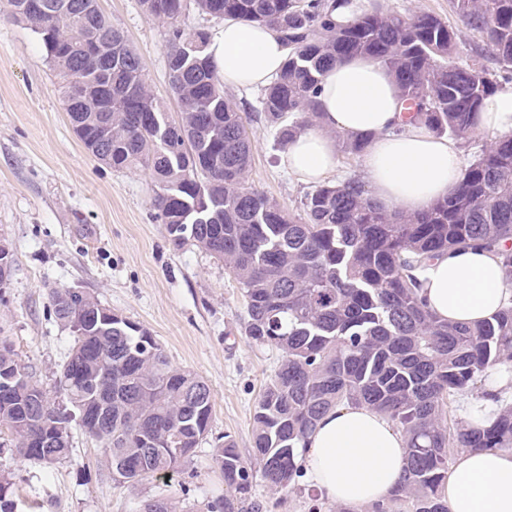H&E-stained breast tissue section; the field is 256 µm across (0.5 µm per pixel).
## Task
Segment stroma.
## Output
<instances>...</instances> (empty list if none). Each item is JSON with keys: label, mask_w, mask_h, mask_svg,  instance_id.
<instances>
[{"label": "stroma", "mask_w": 512, "mask_h": 512, "mask_svg": "<svg viewBox=\"0 0 512 512\" xmlns=\"http://www.w3.org/2000/svg\"><path fill=\"white\" fill-rule=\"evenodd\" d=\"M98 3L177 117L166 28L143 13L139 0ZM226 94L250 115L253 183L298 210L311 187L282 165L275 130L255 110L258 91ZM153 189L148 172L116 171L88 153L42 46L26 24L7 18L0 0V241L13 256L10 284L0 290V338L54 391L71 338L55 321L49 293L79 288L147 329L174 365L206 381L214 405L210 437L191 460L170 477L134 486L113 480L98 443L77 425L69 456L47 468L0 447V475L11 479L19 512H142L156 498L170 499L177 512H208V503L224 495L212 459L215 439L231 435L244 459L252 457L253 407L280 352L242 334L245 300L222 262L194 247H172L153 215ZM251 501L259 512H336L302 478L281 492L255 482Z\"/></svg>", "instance_id": "stroma-1"}]
</instances>
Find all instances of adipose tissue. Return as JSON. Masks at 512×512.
<instances>
[{
  "instance_id": "obj_1",
  "label": "adipose tissue",
  "mask_w": 512,
  "mask_h": 512,
  "mask_svg": "<svg viewBox=\"0 0 512 512\" xmlns=\"http://www.w3.org/2000/svg\"><path fill=\"white\" fill-rule=\"evenodd\" d=\"M225 86L260 88L279 73L286 57L280 39L259 23L225 21L206 47ZM318 95L320 127L300 132L283 161L299 180L319 183L336 167L333 131L371 135L364 157L371 197L388 209L417 213L446 197L462 174L455 140L406 123L392 76L380 64L354 57L324 74ZM478 130L512 134V84L485 98ZM428 308L440 319L479 323L501 311L505 288L497 259L487 253L453 251L422 273ZM404 434L383 413L344 406L322 416L302 461L305 479L321 499L363 512L387 499L406 464ZM448 512H512V450L465 448L440 489Z\"/></svg>"
}]
</instances>
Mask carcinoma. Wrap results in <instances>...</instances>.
<instances>
[{"label": "carcinoma", "instance_id": "carcinoma-1", "mask_svg": "<svg viewBox=\"0 0 512 512\" xmlns=\"http://www.w3.org/2000/svg\"><path fill=\"white\" fill-rule=\"evenodd\" d=\"M46 10L35 8L36 2ZM167 28L178 119L147 85L123 33L98 0H8L60 78L70 125L97 142L93 157L115 170H145L155 217L174 249L195 246L224 262L246 302L244 336L274 346L281 360L252 414L254 463L230 436L214 449L224 499L211 512H241L254 481L283 491L302 472L309 433L326 412L365 404L407 436L406 468L390 497L371 512H448L439 494L457 448H512V407L486 427L452 421L456 397L490 384V369L512 361V299L478 325L445 321L421 293L419 272L458 248L494 254L512 288V135L492 141L465 167L448 198L426 211L381 208L355 178L305 195L295 214L250 181L253 144L246 117L224 95L205 54L209 33L186 31L188 7L213 18L271 27L287 50L279 75L261 89L258 111L281 148L318 118L327 69L367 57L393 76L406 109L436 136L477 133L476 112L512 82V0H451L462 24L499 64L492 74L456 60L458 31L436 15L394 13L377 0L340 22L328 0H140ZM96 44L88 53L86 44ZM152 114L151 122L141 120ZM343 151L362 154L365 137L338 133ZM56 322L72 344L52 402L11 343L0 340V435L28 461L49 467L69 456L72 423L109 456L123 483L162 475L187 462L207 437L212 395L197 374L173 365L139 324L74 328L103 308L97 297L50 292ZM107 426L93 420L100 389Z\"/></svg>", "mask_w": 512, "mask_h": 512}]
</instances>
